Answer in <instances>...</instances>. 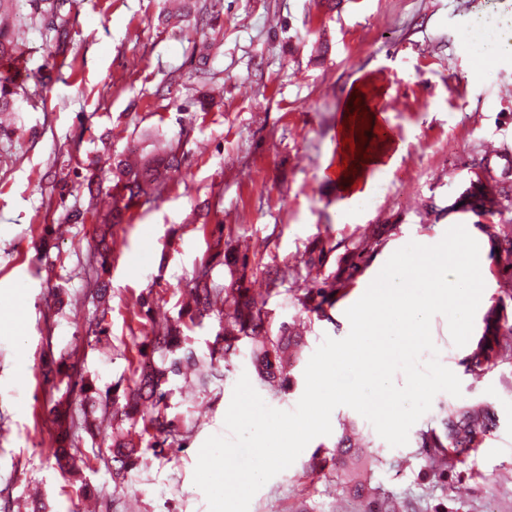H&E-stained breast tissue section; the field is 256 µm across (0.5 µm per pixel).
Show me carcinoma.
Listing matches in <instances>:
<instances>
[{
    "label": "carcinoma",
    "mask_w": 512,
    "mask_h": 512,
    "mask_svg": "<svg viewBox=\"0 0 512 512\" xmlns=\"http://www.w3.org/2000/svg\"><path fill=\"white\" fill-rule=\"evenodd\" d=\"M15 0H0V61L15 59L28 52L25 31L3 23V15ZM32 14L45 16L57 11L59 0H27ZM18 101V85L11 77L0 76V112L14 109ZM182 164L178 147L168 144L165 155L160 159L125 155L112 164V175L116 181L123 205L112 211V223L101 224L96 228L95 237L89 244L93 257L99 264L91 297L97 306L107 305L110 296V248L107 237L112 235V225L122 219V211L138 201H146L157 196L171 173ZM470 211L480 215L501 213V200L512 198V181L504 178L494 183L492 192L478 179L471 182L468 189ZM229 234H224V230ZM232 227L218 224L215 231L218 239L224 240L222 259L217 255L202 257L196 263L187 284L186 293L190 306L179 312L188 318L193 327H201L205 320L217 318L221 330L216 333L207 350L196 348L189 336L184 333L183 324H151L137 344L143 358L134 371L132 383L125 379L100 387L94 380L70 363L71 354L60 353L45 365L43 377L51 388L65 392L58 398L50 399L46 406V416L54 423L63 425L69 417L71 399L79 394L90 406L83 410V429L97 445L96 452L112 462V480L119 482L140 470L146 464V453L152 451L156 457L164 454L165 447L172 446L180 435L184 420L172 412V399L177 390V382L188 374H198L202 387H207L214 379H223L224 371L216 364L219 359L227 360L237 355L239 343L247 345L251 365L261 381L277 392H286L294 386L293 370L301 358L305 347L302 337L293 334L285 320L274 323L266 302L250 293L247 285V269L250 265L248 253L239 252L230 234ZM490 254L494 260L491 275L498 281L512 282V225L503 224L489 233ZM381 239H371L350 235L336 244L324 242L307 246L300 264L290 266L276 261L266 265L265 280L267 293H272L286 281L303 279L307 281L302 293L294 296L300 308L320 319L327 316V309L336 303V291L355 286L362 277ZM344 248L335 266L325 277L308 279L313 268L328 266L330 254ZM224 266L227 278L219 283L213 277L216 266ZM85 342L101 345L108 342L107 329L103 320L93 318L88 321L84 336ZM512 358V313L498 304L484 319L482 336L475 348L465 359L470 372L480 373L491 369L499 361ZM105 415L112 413L109 430L97 424L96 412ZM141 421L150 441L143 442L142 436L132 432L127 424ZM442 429L428 428L418 433V447L427 459L441 458L445 467L436 476L446 479L457 465V448H472L496 426L494 412L488 408H471L459 411L441 421ZM82 453L79 436L58 435L57 448L52 456L58 469L73 477L80 475L76 458ZM364 454L355 446L351 434L343 433L336 440L332 456L333 469L338 479L353 477V466ZM353 493L356 498L366 501L364 512H402L399 503L371 486L368 480L354 481Z\"/></svg>",
    "instance_id": "obj_1"
}]
</instances>
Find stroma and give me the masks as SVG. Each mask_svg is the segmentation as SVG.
Segmentation results:
<instances>
[{
    "label": "stroma",
    "instance_id": "obj_1",
    "mask_svg": "<svg viewBox=\"0 0 512 512\" xmlns=\"http://www.w3.org/2000/svg\"><path fill=\"white\" fill-rule=\"evenodd\" d=\"M210 0H67L69 37L63 49L46 45L25 6L13 23L28 32L29 54L16 73L17 112L0 122V508L28 512L41 494L49 512H85L71 478L52 467L49 440L57 425L43 413V358L67 349L83 373L100 384L130 377L140 356L139 300L152 294L156 320L176 318L195 263L213 247L210 229H234L240 251L252 254V293L266 297L277 320L295 323L311 357L324 338H345V315L389 257L409 242L439 243L463 225L480 247L484 291L474 319L504 301L512 286L488 270V227L499 217L426 219L424 206H448L472 177V159L488 158L490 175L512 172V50L482 71L467 33L491 18L512 31V0H224L218 18ZM365 83L382 122L401 151L374 175L351 217L339 214L342 194L321 175L336 146V123L349 86ZM177 142L181 173L163 194L126 211L112 230L111 296L105 325L109 344L83 341L94 306L86 294L92 270L86 249L96 224L113 205L112 159L156 153ZM85 214L63 224L68 210ZM390 235L365 274L327 317L308 318L293 299L294 284L266 296L264 264L299 263L316 237L338 242L352 233ZM64 284L68 304L53 305L52 283ZM441 362L461 381V397L437 394L416 429L439 426L461 409L490 407L497 425L443 483L426 476L416 441L391 447L355 410L331 414L332 433L313 439L288 469L253 497L249 512H360L350 483L319 468L343 426H354L380 459L373 485L406 512H512V362L475 376L455 347L444 316L431 322ZM265 403L294 409L305 389L277 392L254 375L248 357L224 365L222 382L188 391L176 411L192 430L181 446L148 460L128 484L114 488L107 463L81 448L83 473L104 512H209L193 482L198 452L224 419L242 374Z\"/></svg>",
    "mask_w": 512,
    "mask_h": 512
}]
</instances>
